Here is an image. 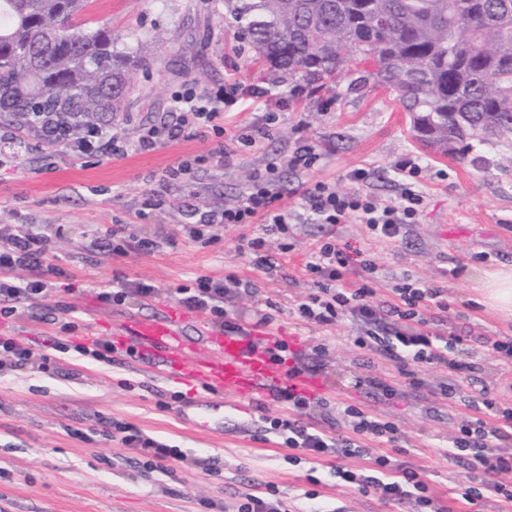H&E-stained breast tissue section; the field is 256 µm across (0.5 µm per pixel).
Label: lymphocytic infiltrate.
<instances>
[{
    "label": "lymphocytic infiltrate",
    "instance_id": "lymphocytic-infiltrate-1",
    "mask_svg": "<svg viewBox=\"0 0 512 512\" xmlns=\"http://www.w3.org/2000/svg\"><path fill=\"white\" fill-rule=\"evenodd\" d=\"M170 109L176 117L175 124L162 121L141 125L136 148L146 150L174 140L177 131L185 128L206 127L219 135L224 132V114L216 99L193 94L176 95L171 99ZM399 169L405 182L394 199L381 202L363 193H339L328 183L318 181L303 190L302 209L308 220L318 224L354 221L366 225L375 239L398 240L405 224L417 216L422 203L414 183L418 164L407 159L400 163ZM280 200L279 181L274 170H267L265 175L249 184L236 203L224 210L189 205L190 232L193 238L200 240L217 224L261 225L262 236L248 239L246 251L255 266L266 271L273 269L271 257L263 252V235L288 231L291 216L281 208ZM305 268L315 291L296 308L302 321L330 326L344 317H352L365 329L364 335L356 338V346L392 361L406 387L416 390L423 385L415 371L416 366L442 365L448 370V380L441 385L439 395L448 401H456L466 366L457 359L454 350L463 346V337L434 336L417 328L407 332L398 330L391 336L380 333L386 320L397 318L415 322L419 319L420 309L431 305L441 311L447 310V303L440 298V290L407 281L395 288L394 301L377 303L373 288L377 270L375 260L371 255L349 250L334 240L317 246L309 254ZM18 269L30 271L31 277L25 283L15 281L13 273ZM352 272L358 279L351 284L347 276ZM61 273V268L50 256L44 236L29 225H18L6 242L0 244V314H18L23 304L43 296L48 277H57ZM255 290L254 283L231 273L220 280L199 277L195 287L180 288L179 293L188 310L209 315L223 322L226 329L234 330L238 324L229 317L224 307L225 298L251 294ZM276 399L287 406L289 415L273 418L270 429L284 435V443L289 449L315 457H339L341 463L335 469L337 478L359 491L374 492L388 502L409 503L413 512H428L433 507L434 501L423 475L403 467L390 456H377L374 468L365 470L354 471L342 463L343 458L360 452L361 440L382 444L395 442L397 428L394 423L348 405L344 414L352 420L353 434L334 438L306 423L305 416L311 405L309 398L283 389ZM466 406L476 411L477 416L459 426L450 448L444 451L449 463L480 479L479 486L465 487L462 497L471 505L489 499L511 504L512 487L501 483L500 477L512 473V452L498 450L495 444L512 440V408L500 406L485 392L467 401ZM111 428L119 434L122 443L138 450L145 468L162 470L168 462L182 458L177 448L146 437L126 424L115 422Z\"/></svg>",
    "mask_w": 512,
    "mask_h": 512
}]
</instances>
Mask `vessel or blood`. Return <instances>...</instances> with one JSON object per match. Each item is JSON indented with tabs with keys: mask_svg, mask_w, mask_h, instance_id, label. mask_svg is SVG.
<instances>
[{
	"mask_svg": "<svg viewBox=\"0 0 512 512\" xmlns=\"http://www.w3.org/2000/svg\"><path fill=\"white\" fill-rule=\"evenodd\" d=\"M112 334L134 340L152 356L154 366L201 385L211 395L251 400L269 396L279 387L302 394L323 388L317 378L275 367L269 361L262 343L278 335L269 325L224 332L204 327L200 340L190 341L177 317L167 314L115 321Z\"/></svg>",
	"mask_w": 512,
	"mask_h": 512,
	"instance_id": "obj_1",
	"label": "vessel or blood"
}]
</instances>
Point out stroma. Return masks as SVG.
Returning <instances> with one entry per match:
<instances>
[{
	"label": "stroma",
	"instance_id": "obj_1",
	"mask_svg": "<svg viewBox=\"0 0 512 512\" xmlns=\"http://www.w3.org/2000/svg\"><path fill=\"white\" fill-rule=\"evenodd\" d=\"M85 19L93 28L111 27L117 48L135 57L129 69L135 92L109 129L118 139L134 140L139 124L168 111L173 95L223 92L230 74L261 97L253 109L225 106L223 135L188 130L123 158L98 150L77 155L34 139L0 154V240L16 225H31L63 271L48 278L33 316L0 317V334L35 332L32 346L49 358L47 368L34 364L0 375V512H235L243 496L270 488L283 512H305L310 505L317 512H411L409 505L342 483L336 458L289 460L288 448L267 430L268 418L288 413L277 401L228 400L208 411L197 404L199 388L141 362L118 354L107 365L62 348L84 342L92 331L111 338L109 326L122 316L181 308L178 287L230 272L257 286L253 295L227 303L230 317L245 324L268 310L297 355L324 347L318 376L329 394L312 403L310 422L332 435H351L343 409L352 404L397 426L395 444L365 441V453L346 459V466L366 469L374 457L392 454L425 476L445 512H501L502 503L468 508L460 498L469 476L444 456L459 418L436 393L446 368L418 369L421 389H403L391 400L373 397L362 379L379 375L397 384L401 377L391 362L356 346L363 326L349 317L332 326L307 324L295 309L313 291L305 270L311 245L332 237L372 254L378 300H391L405 277L442 291L448 311L427 309L422 316L431 331L467 339L458 356L475 370L461 384L462 397L485 390L512 406V372L488 348L489 341L512 338V317L480 304L474 290L484 273L512 267V141L473 139L448 156L425 149L396 94L368 80L370 66L356 56L330 86L285 83L237 38L224 18V0H92ZM292 88L299 91L295 106L279 108ZM255 127L266 128V137L254 146L242 142ZM303 144L316 162L290 166ZM407 158L420 166L416 186L423 202L399 240L377 243L365 225L312 224L301 217V192L317 181L340 193L396 197L403 182L398 165ZM185 161L192 165L189 175L161 183L166 169ZM273 162L283 187L280 204L298 220L287 234L267 236L282 267L271 274L240 248L242 239L262 235L260 225L223 226L217 239L195 240L186 204L194 196L218 210L233 204ZM357 168L367 170L365 181L351 180ZM115 224L126 225L131 237L169 242L150 254L134 248L102 254L97 240ZM284 243L291 247L285 254L279 251ZM135 282L155 285L157 295L130 297L120 306L98 298L106 288ZM61 305L66 311L57 322L45 320L48 309ZM107 419L179 448L184 462L145 471L134 451L106 431Z\"/></svg>",
	"mask_w": 512,
	"mask_h": 512
}]
</instances>
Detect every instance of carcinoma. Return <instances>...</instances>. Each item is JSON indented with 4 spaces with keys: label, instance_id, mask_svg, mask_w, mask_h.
Listing matches in <instances>:
<instances>
[{
    "label": "carcinoma",
    "instance_id": "1",
    "mask_svg": "<svg viewBox=\"0 0 512 512\" xmlns=\"http://www.w3.org/2000/svg\"><path fill=\"white\" fill-rule=\"evenodd\" d=\"M90 0H0V124L49 147L105 131L131 93L128 55L86 26ZM258 60L315 88L359 52L420 142L512 138V0H224Z\"/></svg>",
    "mask_w": 512,
    "mask_h": 512
}]
</instances>
